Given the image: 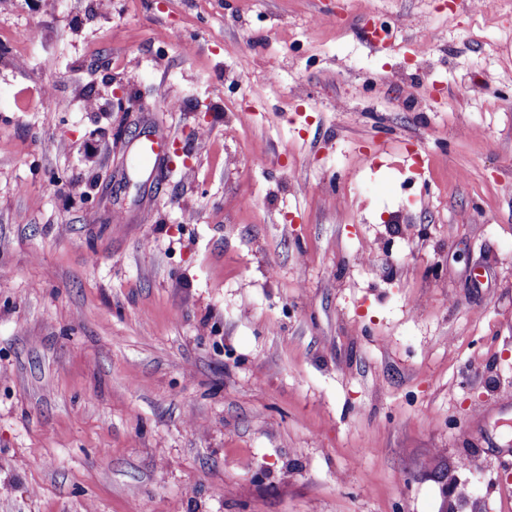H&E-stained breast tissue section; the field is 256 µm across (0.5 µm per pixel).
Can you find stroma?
<instances>
[{"label": "stroma", "mask_w": 512, "mask_h": 512, "mask_svg": "<svg viewBox=\"0 0 512 512\" xmlns=\"http://www.w3.org/2000/svg\"><path fill=\"white\" fill-rule=\"evenodd\" d=\"M489 2L0 8V512H512ZM169 142L170 140L163 136L148 134L137 145L135 152L137 161L142 167H155L168 157Z\"/></svg>", "instance_id": "obj_1"}]
</instances>
